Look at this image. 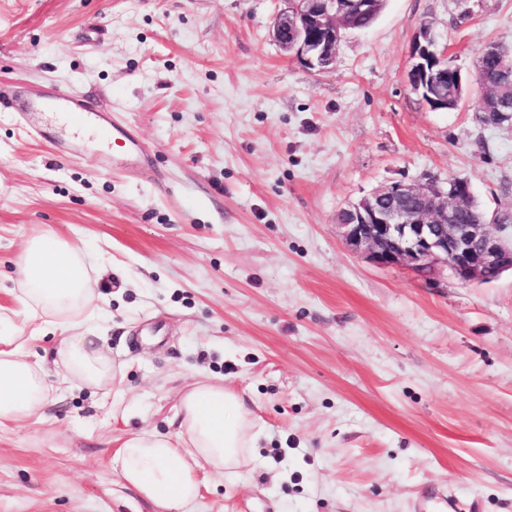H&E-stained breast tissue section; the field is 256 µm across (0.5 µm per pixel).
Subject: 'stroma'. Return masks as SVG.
Segmentation results:
<instances>
[{"label":"stroma","instance_id":"1","mask_svg":"<svg viewBox=\"0 0 512 512\" xmlns=\"http://www.w3.org/2000/svg\"><path fill=\"white\" fill-rule=\"evenodd\" d=\"M286 0H0V99L73 89L109 105L150 161L0 112V313L29 236L82 249L104 294L87 328L120 374L63 382L61 330L31 347L55 393L0 431V512H156L107 461L136 430L173 432L208 378L246 393L262 435L192 512H512V273L423 279L350 251L337 212L396 180L467 179L512 237V126L412 90L431 25L464 71L512 45V0H386L316 72L272 35Z\"/></svg>","mask_w":512,"mask_h":512}]
</instances>
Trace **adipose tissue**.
I'll return each instance as SVG.
<instances>
[{"label":"adipose tissue","instance_id":"obj_1","mask_svg":"<svg viewBox=\"0 0 512 512\" xmlns=\"http://www.w3.org/2000/svg\"><path fill=\"white\" fill-rule=\"evenodd\" d=\"M17 274L22 290L16 314L42 327L27 335L9 326L0 330V429L40 419L52 394L43 368L27 353L42 338L43 326L85 322L98 299L80 249L51 232L27 240ZM59 356L66 377L80 386L98 388L117 376L90 330L62 337ZM180 414L176 434L134 433L110 460L121 481L161 512H184L208 478L236 475L261 434L243 394L209 379L182 396Z\"/></svg>","mask_w":512,"mask_h":512}]
</instances>
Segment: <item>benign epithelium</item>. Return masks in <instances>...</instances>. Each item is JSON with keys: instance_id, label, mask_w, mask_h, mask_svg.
Listing matches in <instances>:
<instances>
[{"instance_id": "7a95c632", "label": "benign epithelium", "mask_w": 512, "mask_h": 512, "mask_svg": "<svg viewBox=\"0 0 512 512\" xmlns=\"http://www.w3.org/2000/svg\"><path fill=\"white\" fill-rule=\"evenodd\" d=\"M297 2L277 15L273 38L308 68L326 70L336 62L346 33L340 19L351 10L368 9L370 0ZM410 56V86L426 92L432 110L448 111V96L441 92L448 84V52L432 26L424 24L414 33ZM478 106L494 109L499 121L512 123V110L500 96L484 95ZM470 196V184L453 178L445 187L430 178L424 183L395 181L339 210L336 224L349 249L380 267L404 265L430 277L446 266L461 281L488 283L489 274L512 271V241L492 234L482 218L455 222Z\"/></svg>"}]
</instances>
